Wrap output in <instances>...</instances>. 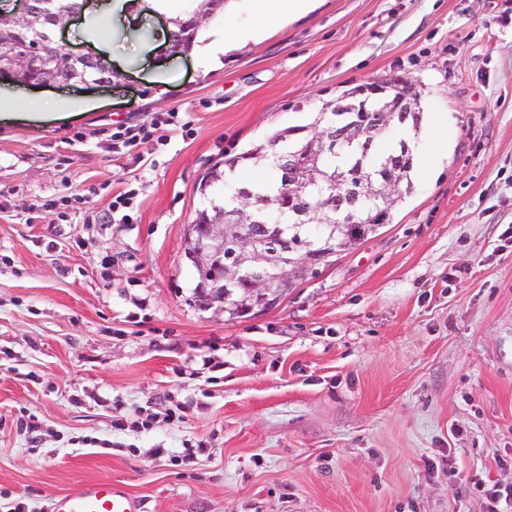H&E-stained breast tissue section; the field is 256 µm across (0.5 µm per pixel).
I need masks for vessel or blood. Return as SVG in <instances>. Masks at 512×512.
<instances>
[{"label":"vessel or blood","mask_w":512,"mask_h":512,"mask_svg":"<svg viewBox=\"0 0 512 512\" xmlns=\"http://www.w3.org/2000/svg\"><path fill=\"white\" fill-rule=\"evenodd\" d=\"M142 500L109 481L76 487L58 496L52 512H143Z\"/></svg>","instance_id":"b4317fda"}]
</instances>
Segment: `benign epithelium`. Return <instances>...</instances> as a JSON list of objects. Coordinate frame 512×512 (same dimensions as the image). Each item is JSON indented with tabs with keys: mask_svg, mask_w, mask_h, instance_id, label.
Listing matches in <instances>:
<instances>
[{
	"mask_svg": "<svg viewBox=\"0 0 512 512\" xmlns=\"http://www.w3.org/2000/svg\"><path fill=\"white\" fill-rule=\"evenodd\" d=\"M20 8L12 15L20 20L36 19L51 22L53 18L44 8L45 0H19ZM64 53L92 71L91 78L74 77L58 72L44 74L40 60L32 55H23L24 67L31 77L29 86L53 84L59 88L69 87L77 83L91 82L99 87H117L121 80L112 77L116 67L105 57L96 54L76 55L69 50ZM376 124L369 126L361 123L353 116L343 123L334 121L327 124L321 139L323 153L328 154L336 149L341 141L354 140L353 134L372 131ZM275 162L283 175L286 187L284 198L289 202L299 203L295 209L299 223L310 224V204L304 191V183L300 175L307 171L298 157L292 154H278ZM402 159L397 158L387 165V173L378 188H372V181L360 177V173H352L346 177L331 178L326 186L324 210L325 223L331 228V234L339 233L343 237L351 236L353 228L345 225V218L350 213L361 216H372L381 208L371 210L368 204L376 194H385L392 184L395 174L401 170ZM232 242L233 251L224 256V243ZM183 256L201 273V281L193 305L200 311L222 312L226 309L224 286L238 284L247 280L248 288L239 306L241 311L251 314L263 312L276 307L287 295L288 291L306 281L317 265L326 256L321 250L299 252L281 237H274L270 224H226L222 221L210 220L200 226L188 225L183 243Z\"/></svg>",
	"mask_w": 512,
	"mask_h": 512,
	"instance_id": "1",
	"label": "benign epithelium"
}]
</instances>
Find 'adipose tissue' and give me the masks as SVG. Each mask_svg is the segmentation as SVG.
Listing matches in <instances>:
<instances>
[{
  "label": "adipose tissue",
  "instance_id": "ef3b65f1",
  "mask_svg": "<svg viewBox=\"0 0 512 512\" xmlns=\"http://www.w3.org/2000/svg\"><path fill=\"white\" fill-rule=\"evenodd\" d=\"M254 12L258 18L256 25L250 28L228 26L224 30L213 32L210 39L200 41L193 47L200 59L214 61L224 54L226 49L248 40L260 38L264 32L280 23L284 18L294 17L313 8L312 0H253Z\"/></svg>",
  "mask_w": 512,
  "mask_h": 512
}]
</instances>
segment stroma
Returning <instances> with one entry per match:
<instances>
[{"instance_id": "obj_1", "label": "stroma", "mask_w": 512, "mask_h": 512, "mask_svg": "<svg viewBox=\"0 0 512 512\" xmlns=\"http://www.w3.org/2000/svg\"><path fill=\"white\" fill-rule=\"evenodd\" d=\"M83 26L57 43L122 87L0 79L95 102L0 116V512L99 480L147 512H489L475 483L512 487V0H317L216 64L157 15ZM395 77L450 140L416 134L389 222L273 309L198 311L205 171Z\"/></svg>"}]
</instances>
